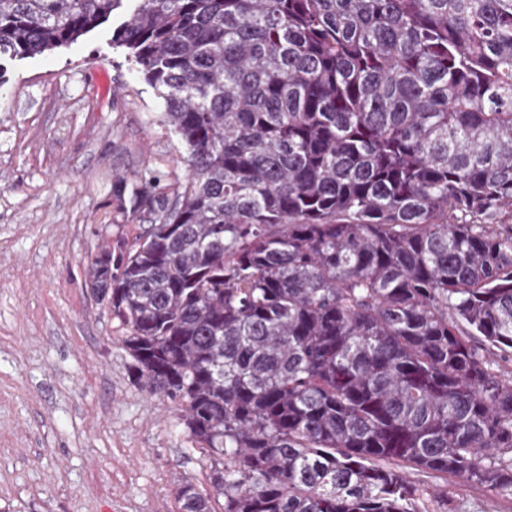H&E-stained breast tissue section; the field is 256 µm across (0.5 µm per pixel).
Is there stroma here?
Listing matches in <instances>:
<instances>
[{
  "label": "stroma",
  "instance_id": "35a3bbf8",
  "mask_svg": "<svg viewBox=\"0 0 512 512\" xmlns=\"http://www.w3.org/2000/svg\"><path fill=\"white\" fill-rule=\"evenodd\" d=\"M122 21L0 64V512H176L178 483L207 485L181 407L133 382L88 286L101 246L135 248L188 179L156 89L112 45ZM448 512L512 498L452 483Z\"/></svg>",
  "mask_w": 512,
  "mask_h": 512
}]
</instances>
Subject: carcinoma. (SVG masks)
Instances as JSON below:
<instances>
[{
    "label": "carcinoma",
    "instance_id": "carcinoma-1",
    "mask_svg": "<svg viewBox=\"0 0 512 512\" xmlns=\"http://www.w3.org/2000/svg\"><path fill=\"white\" fill-rule=\"evenodd\" d=\"M126 0H0V57ZM179 206L94 288L213 493L178 512H419L403 467L512 496V0H135Z\"/></svg>",
    "mask_w": 512,
    "mask_h": 512
}]
</instances>
